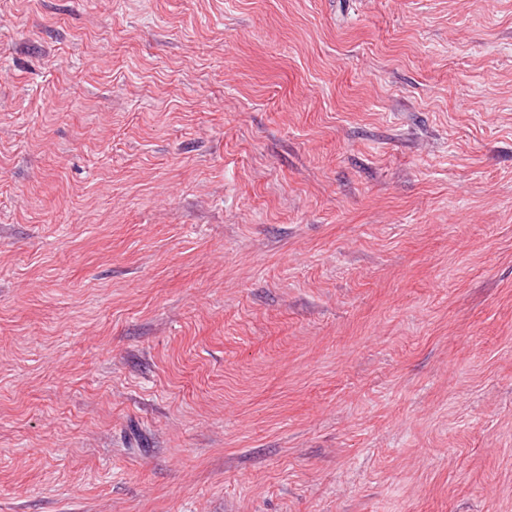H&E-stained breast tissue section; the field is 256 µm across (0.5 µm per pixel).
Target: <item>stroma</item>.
I'll return each mask as SVG.
<instances>
[{
	"instance_id": "1",
	"label": "stroma",
	"mask_w": 512,
	"mask_h": 512,
	"mask_svg": "<svg viewBox=\"0 0 512 512\" xmlns=\"http://www.w3.org/2000/svg\"><path fill=\"white\" fill-rule=\"evenodd\" d=\"M0 512H512V0H0Z\"/></svg>"
}]
</instances>
